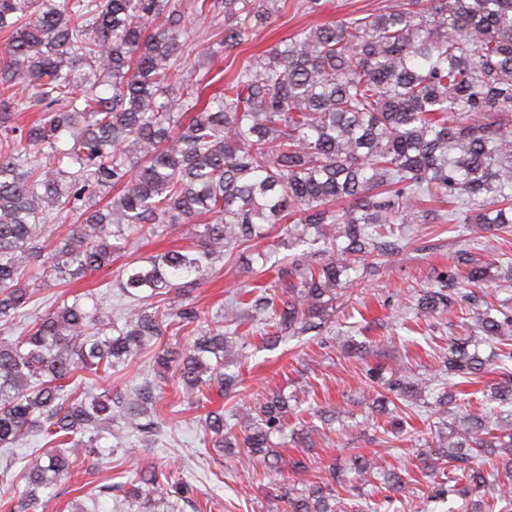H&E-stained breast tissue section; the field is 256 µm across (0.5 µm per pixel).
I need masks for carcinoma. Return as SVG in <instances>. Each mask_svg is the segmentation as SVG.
I'll return each mask as SVG.
<instances>
[{"label":"carcinoma","mask_w":512,"mask_h":512,"mask_svg":"<svg viewBox=\"0 0 512 512\" xmlns=\"http://www.w3.org/2000/svg\"><path fill=\"white\" fill-rule=\"evenodd\" d=\"M290 0H0V447L32 434L46 439L20 475L0 465V506L25 481L21 512H52L51 488L77 472L101 440L149 447L162 433L161 396L144 382L125 392L91 393L88 380L141 359L165 377L175 364L179 396L205 409L214 448H246L270 470L282 457L270 438L287 428L288 398L272 395L236 414L240 434L209 409L241 384L226 372L241 351L232 341L239 309L276 339L322 334L328 310L359 272L398 249L404 226L472 224L491 233L512 224V0H391L379 12L350 14L302 31L240 61L224 87L205 93L180 65L188 16L224 19L213 55L231 54ZM89 66L77 80L73 61ZM44 113L27 125L14 114ZM448 203L435 209L434 203ZM68 211L80 223L55 233ZM155 224H192L191 243L129 263L115 283L75 294L28 320L40 284L41 242L53 254L43 274L64 282L112 262L127 233ZM282 225L299 251L275 265L282 287H242L203 334L192 329L196 289L224 256ZM488 264H471L465 288H427L419 305L434 312L468 305L472 329L499 342L512 314L492 313ZM125 301L117 317L111 289ZM193 337L164 344L170 332ZM452 338L429 377L402 365L382 384L377 407L409 401L447 379L498 375L491 399L512 405V348L497 360ZM494 457L489 471L480 459ZM430 500L512 478V431L477 413L453 418L448 433L421 452ZM302 484L281 497L282 512H337L344 475L328 466L318 481L291 459ZM354 481L378 475L395 492L406 477L358 455ZM190 487L172 469L135 473L114 512L140 502L174 512Z\"/></svg>","instance_id":"carcinoma-1"}]
</instances>
